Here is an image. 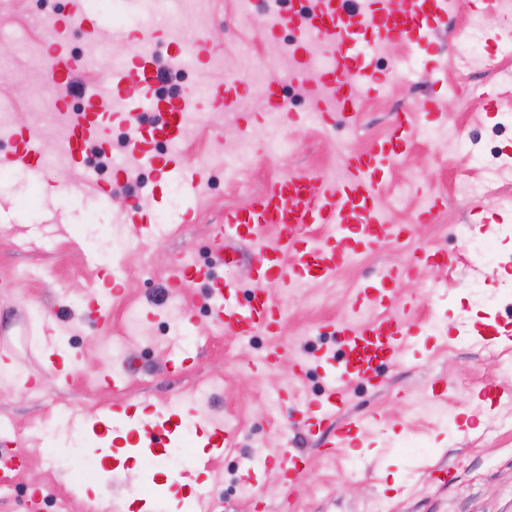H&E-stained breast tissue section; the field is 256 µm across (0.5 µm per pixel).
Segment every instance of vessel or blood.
I'll use <instances>...</instances> for the list:
<instances>
[{"label": "vessel or blood", "mask_w": 512, "mask_h": 512, "mask_svg": "<svg viewBox=\"0 0 512 512\" xmlns=\"http://www.w3.org/2000/svg\"><path fill=\"white\" fill-rule=\"evenodd\" d=\"M301 9L280 14V26L297 31L293 49V74L301 83L320 81L313 91L310 110L322 122H349L358 111L362 92L381 91L387 73L373 64L377 44L400 41L410 44L416 59H429L435 51L432 34L448 19V0H410L406 8L391 9L388 0H302ZM54 39L45 54V80L54 91V105L67 133L64 154L71 165L83 162L89 145L108 150L107 116L122 118L130 134L125 144L124 164L113 166L110 185L101 188L100 203L112 200L113 185L126 184L131 169L151 170L157 182H179L187 200L183 221H190L200 201V180L185 172L177 145L182 141L186 119L197 109L195 97L184 94L163 96L158 92L159 72L153 48L145 47L127 57L124 63L110 67L98 83L85 88L80 110L68 107L66 95L79 64L67 48L70 29L83 33L88 41L109 31L112 43L122 47L135 41L145 42L146 34L110 24L90 9L88 0H71L64 17L54 19ZM316 39L331 56L332 66L312 72L306 56L309 39ZM154 113L155 121L142 127L140 116ZM411 115L397 114L393 132L363 153L344 159L341 178L316 176L297 171L272 180L244 207L229 211L212 230L215 260L232 264L237 259L230 244L246 241L253 247L254 274L275 288H291L300 283L328 280L347 260L378 247L394 246L410 234L406 225L389 223L379 203L382 186L392 162L407 146ZM12 151L0 155V168L25 170L36 182L45 179L47 160L36 131L15 130ZM277 235L265 236L268 227ZM398 270L385 268L376 284L360 292L359 301L377 306L389 293V285ZM175 282L206 281L203 298L211 322L239 341H249L259 332L277 335L281 314L269 294L253 291L246 305H239V291L214 274L212 266L176 261L171 269ZM341 346L340 353L329 351L312 360L296 359L298 370L316 365L326 379L319 401L293 406L290 425L327 434L329 448L355 445L374 417L365 414L348 424L337 425L336 416L347 402L345 385L357 380L378 388L384 367L397 363L405 354L413 331L406 318L396 310L361 319L349 317L332 324ZM30 336L23 327L0 338V355L8 357L25 350ZM135 408L113 402L98 418L103 429L113 423L134 418ZM230 431L217 424L208 443L209 451L198 459L197 467L212 468L222 458ZM28 463L26 450L14 448L0 452V492L10 488ZM280 467L291 485H298L307 463L298 454H283L270 460ZM195 512H224V501L207 486L194 491Z\"/></svg>", "instance_id": "vessel-or-blood-1"}]
</instances>
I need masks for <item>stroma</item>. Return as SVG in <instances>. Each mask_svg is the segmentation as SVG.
<instances>
[{"instance_id": "obj_1", "label": "stroma", "mask_w": 512, "mask_h": 512, "mask_svg": "<svg viewBox=\"0 0 512 512\" xmlns=\"http://www.w3.org/2000/svg\"><path fill=\"white\" fill-rule=\"evenodd\" d=\"M487 8V0H454L436 36L442 74L419 69L395 75L384 93L363 94L359 112L347 125L298 123L270 111L265 84L247 77L236 110L202 103L198 122L185 132L180 146L188 171L200 172L204 180L192 223L177 219L181 207L173 202V184L155 186L150 172L141 183L114 188L111 204L102 206L95 197L109 175L93 165L48 168L46 183L68 189L67 195L56 197L43 194L41 185L24 171L11 170L10 182L0 185V211L9 217L0 222V330L18 324L32 327L33 352L55 340L76 363L65 383L30 356L9 361L15 371L28 376L29 384L18 388L8 383L0 389V422L10 426L8 433H0V448L6 441L24 440L39 460L50 455L56 462L50 470L39 460L30 464L27 486L52 488L72 502L84 487L96 486L102 503L85 505L83 512H138L141 499L148 501V512H171V495L182 490L175 476L207 452L203 437L208 421L189 394L197 384L218 378L224 388L213 399L212 416L234 428L231 445L217 463L224 477L218 488L224 512H287L282 477L275 469L259 474L261 502L241 493L251 467L285 451L308 460L289 512H364L370 499L382 503L386 512H512V431L498 427L500 412L512 409V396L493 403L483 395L487 387L512 388V378L504 377L491 351L459 343L457 335L466 324L512 325V234L500 231L501 225H512V184L500 187V200L474 209L472 201L456 193L463 175L474 172L470 161L447 140L427 138L430 123L416 125L380 198L389 221L410 225L411 237L358 257L332 279L285 292L272 289L282 312L280 336L290 349L277 366L261 374L251 372L247 360L269 347L268 336L260 334L243 344L213 330L205 309L196 304L203 285L176 289L169 280L178 258L211 247V227L223 223L225 211L246 205L270 181L290 171L340 172L343 157L388 136L397 113L412 111L423 101L438 102L448 128L464 138L512 156V127L503 122L512 110V60L502 56L503 47L512 45V11L489 19L481 61L466 65L456 57L468 18L485 14ZM53 15L51 6L36 0H0V38L12 45L0 64V112L12 113L16 127L38 130L47 152L54 147L56 117L47 102L43 55ZM140 21L141 29L158 42L176 33L190 46L204 36L211 56L223 59L220 68L191 66L182 71L178 84L184 89L198 83L211 90L226 86L225 68L236 67L246 52L269 71L280 67L265 53L278 34L269 23L241 18L235 0H211L202 23L170 15H144ZM272 130L287 136L288 155L269 151L266 134ZM243 140L250 143L249 164L230 177L214 169L212 157L232 152ZM427 197L440 200L429 223L420 219V203ZM134 203L148 220L167 222L168 236L145 246L130 240L122 220ZM43 224L53 225V234L39 248L23 247L25 227ZM115 238L127 241V249L115 257L103 253V243ZM475 238L492 243L495 259L489 266L473 264L468 247ZM421 249L447 253L454 257V266L415 265L412 275L393 283L388 305L408 311L415 344L402 363L384 369L379 388L348 383L346 417L371 413L377 421L356 447L327 456L319 437L289 424L286 406L272 415L267 404L271 396L288 389L301 400L321 398L318 371L310 367L296 374L293 355L338 351L328 323L349 317L359 289L382 269L412 263L414 252ZM116 265L124 270L122 291L91 300L92 286L108 281ZM20 268L29 273L26 281L12 277ZM476 280L482 293L472 288ZM99 306L110 311V325L98 323ZM130 306L149 328L174 317L192 320L189 333L177 326L170 332L192 358L186 367L172 368L166 349L145 354L134 345L123 363L128 378L123 400L146 407L151 415L173 414L180 421L182 428L166 438L167 447L178 445L184 430L192 432L187 460H174L159 472L156 491L144 484L154 427L131 421L105 433L86 424L67 427L57 414L66 406L94 417L111 405L113 394L103 377L112 364L98 360V347L121 333ZM50 310L57 314L52 329L43 324ZM438 381L447 385L440 396L432 390ZM434 406L447 409V419L428 415ZM42 426L52 430L43 443L37 440ZM75 445L97 461V470L81 475L66 465Z\"/></svg>"}]
</instances>
